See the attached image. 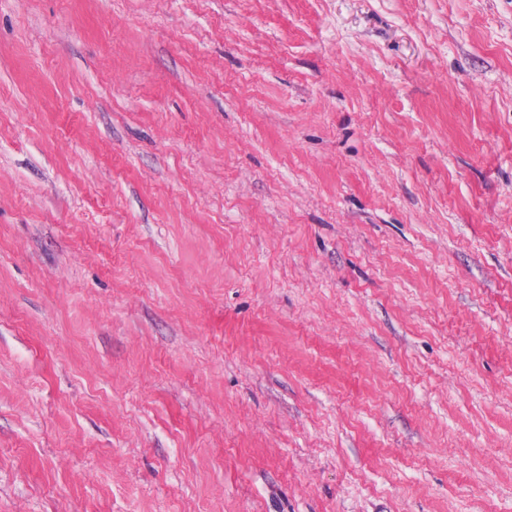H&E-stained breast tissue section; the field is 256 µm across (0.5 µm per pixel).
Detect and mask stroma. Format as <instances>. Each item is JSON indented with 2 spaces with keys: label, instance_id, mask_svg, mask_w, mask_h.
<instances>
[{
  "label": "stroma",
  "instance_id": "obj_1",
  "mask_svg": "<svg viewBox=\"0 0 512 512\" xmlns=\"http://www.w3.org/2000/svg\"><path fill=\"white\" fill-rule=\"evenodd\" d=\"M0 512H512V0H0Z\"/></svg>",
  "mask_w": 512,
  "mask_h": 512
}]
</instances>
